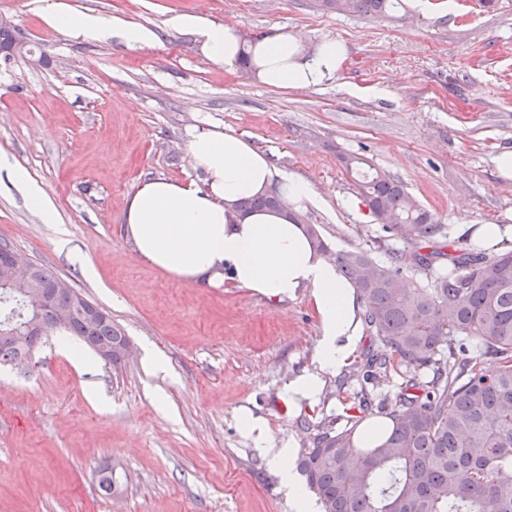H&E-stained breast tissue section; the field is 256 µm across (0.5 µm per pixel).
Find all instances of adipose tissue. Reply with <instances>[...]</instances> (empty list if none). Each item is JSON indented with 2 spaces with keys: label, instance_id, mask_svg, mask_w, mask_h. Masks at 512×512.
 Wrapping results in <instances>:
<instances>
[{
  "label": "adipose tissue",
  "instance_id": "adipose-tissue-1",
  "mask_svg": "<svg viewBox=\"0 0 512 512\" xmlns=\"http://www.w3.org/2000/svg\"><path fill=\"white\" fill-rule=\"evenodd\" d=\"M49 23L75 38L116 40L130 47L152 44L156 33L134 24L110 22L93 12L50 9ZM174 26L194 32L205 55L224 65L239 60L242 37L232 25L185 15ZM251 73L273 87L312 88L336 77L346 57L343 43L325 38L314 45L285 34L255 39ZM193 163L203 185L165 178L139 184L123 212L139 257L188 281L213 282L230 274L242 288L281 301L309 289L319 315L321 338L312 371L288 383L291 398L311 399L323 375L348 365L359 340L358 299L335 265L319 257L301 225L278 210L240 213L243 199L278 189L290 209L314 202L310 183L277 169L265 153L231 131L201 129L190 135Z\"/></svg>",
  "mask_w": 512,
  "mask_h": 512
}]
</instances>
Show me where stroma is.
Returning <instances> with one entry per match:
<instances>
[{
	"mask_svg": "<svg viewBox=\"0 0 512 512\" xmlns=\"http://www.w3.org/2000/svg\"><path fill=\"white\" fill-rule=\"evenodd\" d=\"M96 12L152 29L131 48L76 39L51 26L48 6ZM393 15H336L313 0H0L47 65L0 60V154L51 200L44 223L0 172V240L50 268L104 309L128 337L120 366L73 354L50 335L28 364L0 366V512H295L270 451L304 453L314 431L350 428L368 327L347 366L324 376L315 400L288 398L312 370L320 338L307 291L276 302L231 278L193 283L140 259L122 220L147 179L201 181L194 129L241 134L313 187L303 213L331 251L389 260L403 243L368 207L339 157L354 154L404 182L443 225L438 251L466 249L460 224L512 225V0H430ZM179 15L234 25L244 38L285 33L342 41L336 78L309 89L270 87L208 58ZM154 345L166 369L142 361ZM264 433L245 434L242 416ZM112 466L118 493L98 487Z\"/></svg>",
	"mask_w": 512,
	"mask_h": 512,
	"instance_id": "1",
	"label": "stroma"
}]
</instances>
